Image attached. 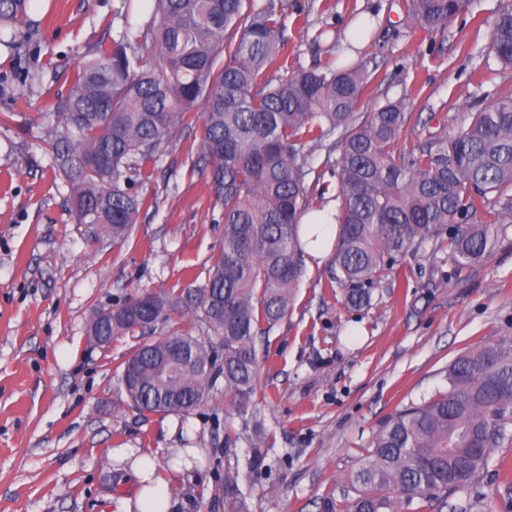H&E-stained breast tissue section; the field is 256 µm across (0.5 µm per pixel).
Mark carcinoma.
I'll return each instance as SVG.
<instances>
[{
    "mask_svg": "<svg viewBox=\"0 0 512 512\" xmlns=\"http://www.w3.org/2000/svg\"><path fill=\"white\" fill-rule=\"evenodd\" d=\"M151 21L134 35L101 42L81 57L55 105L46 142L80 224L129 240L145 199L131 174L148 180L161 144L203 105L194 168L224 206V239L202 284L146 291L112 315L90 319L89 335L113 339L153 330L188 313L190 331L138 343L121 363L127 404L142 415L193 411L224 379V394L246 408L260 378L256 337L291 308L303 270L300 219L321 174L305 154L337 134L336 243L332 266L345 302L370 303L373 286L427 241L454 259L480 263L512 215V96L471 113L461 133L423 126L424 142L398 154L410 113L401 101L368 107L359 65L269 71L285 46L280 0H152ZM471 0H410L408 17L442 27ZM30 0H0V24ZM490 52L512 67V0H500ZM150 57L157 63L148 65ZM483 209L489 221L461 224ZM448 237L441 238L442 231ZM449 388L392 414L351 476L350 512H421L420 502L470 491L478 507L491 452L512 444V339L460 354Z\"/></svg>",
    "mask_w": 512,
    "mask_h": 512,
    "instance_id": "carcinoma-1",
    "label": "carcinoma"
}]
</instances>
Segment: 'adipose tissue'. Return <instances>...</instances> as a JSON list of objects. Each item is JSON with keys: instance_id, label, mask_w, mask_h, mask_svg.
I'll return each instance as SVG.
<instances>
[{"instance_id": "ef3b65f1", "label": "adipose tissue", "mask_w": 512, "mask_h": 512, "mask_svg": "<svg viewBox=\"0 0 512 512\" xmlns=\"http://www.w3.org/2000/svg\"><path fill=\"white\" fill-rule=\"evenodd\" d=\"M300 224V241L306 255L314 259L325 257L336 238V226L330 210L305 214ZM112 455L121 460H129L139 483L135 498L120 501L118 512H169L170 480L182 475V467L173 465L170 478L165 479L158 476L155 460L137 455L134 449L116 448Z\"/></svg>"}]
</instances>
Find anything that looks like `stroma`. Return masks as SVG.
<instances>
[{
  "label": "stroma",
  "instance_id": "1",
  "mask_svg": "<svg viewBox=\"0 0 512 512\" xmlns=\"http://www.w3.org/2000/svg\"><path fill=\"white\" fill-rule=\"evenodd\" d=\"M130 2L51 0L14 24L24 51L0 50V113L11 115L0 125V512H114L138 490L115 448L156 457L163 476L177 449H196L193 469L171 486L170 512H348L347 478L387 417L446 390L461 352L512 337V219L474 266L432 242L408 252L361 308L331 286L330 258H304L293 306L260 346L247 411L219 384L190 415H139L117 382L133 339L94 347L89 320L141 291L205 278L224 208L192 170L196 117L138 185L151 205L129 243L73 219L45 155L50 113L81 56L124 32ZM283 2L289 63L361 65L372 102L405 104L411 123L398 151L417 148L425 124L445 122L452 135L467 127L468 100L512 93V68L475 78L500 0H473L433 32L407 22L408 0ZM510 466L512 446L495 449L481 512H512Z\"/></svg>",
  "mask_w": 512,
  "mask_h": 512
}]
</instances>
